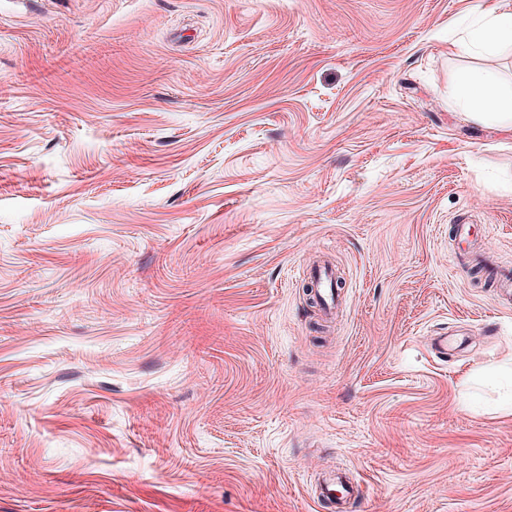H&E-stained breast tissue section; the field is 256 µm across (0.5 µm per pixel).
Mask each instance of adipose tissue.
Wrapping results in <instances>:
<instances>
[{"label": "adipose tissue", "mask_w": 512, "mask_h": 512, "mask_svg": "<svg viewBox=\"0 0 512 512\" xmlns=\"http://www.w3.org/2000/svg\"><path fill=\"white\" fill-rule=\"evenodd\" d=\"M466 45L482 54L486 63L457 72L459 107L475 122L512 131V88L496 83L487 65L488 60L512 52V11L481 16L468 31Z\"/></svg>", "instance_id": "adipose-tissue-1"}]
</instances>
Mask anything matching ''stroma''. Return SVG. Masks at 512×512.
<instances>
[{
	"mask_svg": "<svg viewBox=\"0 0 512 512\" xmlns=\"http://www.w3.org/2000/svg\"><path fill=\"white\" fill-rule=\"evenodd\" d=\"M505 10L0 0V512H512ZM469 49L482 54L485 60L512 52V11L483 15L466 35ZM455 86L457 104L473 121L512 131V88L496 83L489 67L461 69ZM311 283L316 286V294L324 310L331 313L336 303V279L332 269L327 267L315 268L309 274Z\"/></svg>",
	"mask_w": 512,
	"mask_h": 512,
	"instance_id": "35a3bbf8",
	"label": "stroma"
}]
</instances>
